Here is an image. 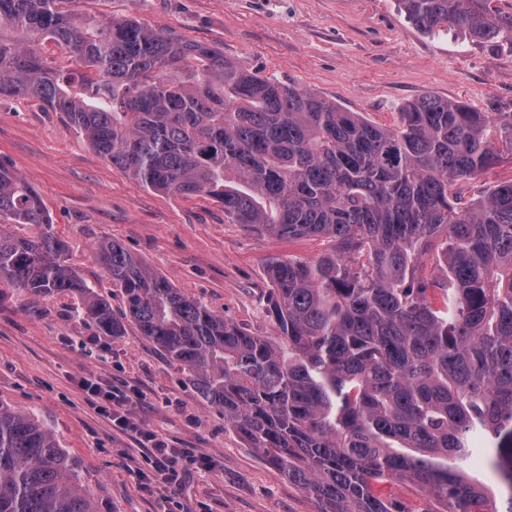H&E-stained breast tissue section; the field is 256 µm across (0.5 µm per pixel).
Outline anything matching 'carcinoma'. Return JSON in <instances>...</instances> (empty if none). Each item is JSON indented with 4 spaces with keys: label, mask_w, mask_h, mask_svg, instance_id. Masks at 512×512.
Listing matches in <instances>:
<instances>
[{
    "label": "carcinoma",
    "mask_w": 512,
    "mask_h": 512,
    "mask_svg": "<svg viewBox=\"0 0 512 512\" xmlns=\"http://www.w3.org/2000/svg\"><path fill=\"white\" fill-rule=\"evenodd\" d=\"M72 2L0 0V95L40 99L147 189L333 248L270 262L263 336L102 242L118 318L66 264L36 190L0 165V280L30 299L80 297L105 336L135 326L319 512H406L382 492L393 482L432 512H512V179L462 191L512 154V112L426 96L380 126L209 44ZM397 2L426 33L512 49V12L491 0ZM45 42L77 69L50 67ZM26 225L41 231H13ZM487 446L501 504L462 468ZM0 512H103L53 433L1 403Z\"/></svg>",
    "instance_id": "carcinoma-1"
}]
</instances>
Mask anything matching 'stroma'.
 Instances as JSON below:
<instances>
[{
	"instance_id": "35a3bbf8",
	"label": "stroma",
	"mask_w": 512,
	"mask_h": 512,
	"mask_svg": "<svg viewBox=\"0 0 512 512\" xmlns=\"http://www.w3.org/2000/svg\"><path fill=\"white\" fill-rule=\"evenodd\" d=\"M77 8L223 49L250 71L316 91L379 125L394 124L403 105L423 96L512 112V52L426 34L396 0H79ZM0 164L35 187L68 246L69 267L117 313L121 298L95 256L104 241L265 336L273 332L268 261L312 262L331 248L318 237L260 235L226 221L211 200L140 186L35 98L0 96ZM80 305L67 294L32 303L0 283V403L33 413L54 433L107 512H318L133 326L103 335L78 316ZM84 380L142 393L131 414L192 456L177 483L142 488L150 450L91 403Z\"/></svg>"
}]
</instances>
